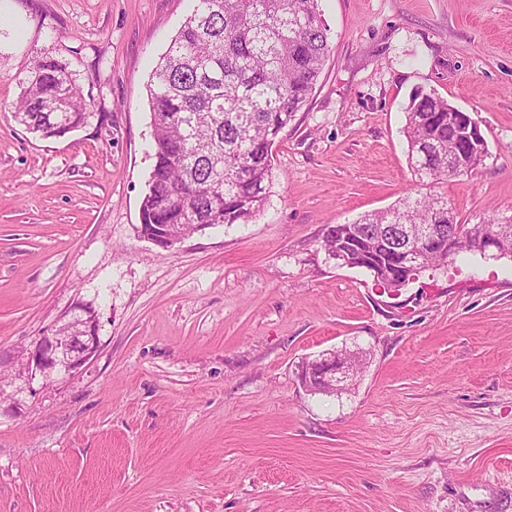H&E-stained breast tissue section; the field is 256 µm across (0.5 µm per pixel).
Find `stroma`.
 Here are the masks:
<instances>
[{
	"mask_svg": "<svg viewBox=\"0 0 512 512\" xmlns=\"http://www.w3.org/2000/svg\"><path fill=\"white\" fill-rule=\"evenodd\" d=\"M194 5L0 0V512H512V258L395 290L322 246L414 191L420 91L489 151L434 193L512 218V0H320L330 54L263 210L165 250L138 233L147 86ZM42 58L90 110L61 137L14 113ZM90 311L95 355L36 368ZM345 350L353 386L307 392L302 363Z\"/></svg>",
	"mask_w": 512,
	"mask_h": 512,
	"instance_id": "1",
	"label": "stroma"
}]
</instances>
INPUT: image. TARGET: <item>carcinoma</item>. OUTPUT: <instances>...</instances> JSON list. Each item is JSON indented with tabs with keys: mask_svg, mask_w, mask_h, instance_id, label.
Wrapping results in <instances>:
<instances>
[{
	"mask_svg": "<svg viewBox=\"0 0 512 512\" xmlns=\"http://www.w3.org/2000/svg\"><path fill=\"white\" fill-rule=\"evenodd\" d=\"M328 51L319 0H196L148 86L154 164L140 208L144 230L168 224L174 234L189 236L210 224L254 219L267 200L272 147L311 95ZM62 112L75 126L89 117L65 66L39 60L16 116L48 138L65 132ZM458 118L462 113L448 112V100L431 92L411 98L403 133L419 185L458 178L448 172L451 151L464 154L469 174L483 166L485 137L461 138ZM422 151L429 153L426 164ZM448 204L445 196L418 190L386 209L331 226L324 246L336 248L341 234L353 228L360 241L352 267H381L405 285L388 248L392 225L446 227ZM477 226L486 234L500 232L495 218ZM477 226L455 222L463 233L457 249L449 255L432 250L418 268L445 266L464 251L486 256L483 241L470 235Z\"/></svg>",
	"mask_w": 512,
	"mask_h": 512,
	"instance_id": "cac0c4a2",
	"label": "carcinoma"
}]
</instances>
